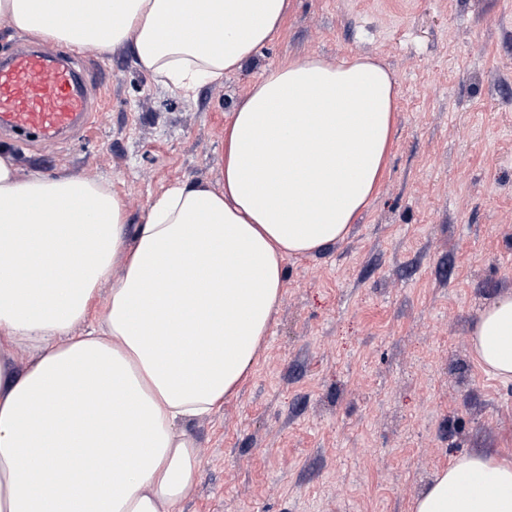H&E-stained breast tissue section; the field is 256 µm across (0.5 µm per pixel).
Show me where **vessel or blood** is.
<instances>
[{
	"label": "vessel or blood",
	"instance_id": "vessel-or-blood-1",
	"mask_svg": "<svg viewBox=\"0 0 512 512\" xmlns=\"http://www.w3.org/2000/svg\"><path fill=\"white\" fill-rule=\"evenodd\" d=\"M89 74L73 57L18 42L0 58V133L52 144L87 129Z\"/></svg>",
	"mask_w": 512,
	"mask_h": 512
}]
</instances>
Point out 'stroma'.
<instances>
[{
  "instance_id": "35a3bbf8",
  "label": "stroma",
  "mask_w": 512,
  "mask_h": 512,
  "mask_svg": "<svg viewBox=\"0 0 512 512\" xmlns=\"http://www.w3.org/2000/svg\"><path fill=\"white\" fill-rule=\"evenodd\" d=\"M295 55L379 58L397 80L393 145L349 235L285 258L248 380L188 424L201 466L179 512H411L453 458L512 454V382L471 349L512 293V0H291L242 70L189 96L88 43L77 62L108 70L91 127L17 166L105 183L143 223L176 184L223 189L236 104Z\"/></svg>"
}]
</instances>
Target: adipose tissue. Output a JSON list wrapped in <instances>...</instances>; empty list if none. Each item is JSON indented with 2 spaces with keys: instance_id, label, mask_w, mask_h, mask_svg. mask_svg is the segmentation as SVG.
Returning a JSON list of instances; mask_svg holds the SVG:
<instances>
[{
  "instance_id": "1",
  "label": "adipose tissue",
  "mask_w": 512,
  "mask_h": 512,
  "mask_svg": "<svg viewBox=\"0 0 512 512\" xmlns=\"http://www.w3.org/2000/svg\"><path fill=\"white\" fill-rule=\"evenodd\" d=\"M290 6L0 0V18L73 49L131 46L143 70L187 94L239 71ZM395 99L393 73L373 58H288L224 129L223 190L174 186L132 232L103 184L24 177L0 152V512H175L200 471L187 422L248 377L284 258L348 235L381 179ZM29 265L33 283L15 275ZM93 310L99 329L75 334ZM471 343L483 369L512 381V294L480 314ZM413 512H512V459L457 458Z\"/></svg>"
}]
</instances>
